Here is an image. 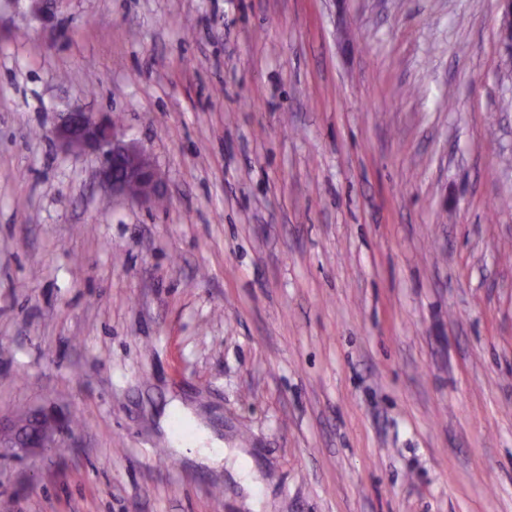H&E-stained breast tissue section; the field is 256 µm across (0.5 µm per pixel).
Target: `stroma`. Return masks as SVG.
Segmentation results:
<instances>
[{"mask_svg":"<svg viewBox=\"0 0 512 512\" xmlns=\"http://www.w3.org/2000/svg\"><path fill=\"white\" fill-rule=\"evenodd\" d=\"M501 11L0 5V419L79 421L0 452V512H512ZM75 106L164 202L48 139ZM70 417L52 411H39L4 427L0 423V452L9 448L15 454L32 456L46 448H69L66 427Z\"/></svg>","mask_w":512,"mask_h":512,"instance_id":"stroma-1","label":"stroma"}]
</instances>
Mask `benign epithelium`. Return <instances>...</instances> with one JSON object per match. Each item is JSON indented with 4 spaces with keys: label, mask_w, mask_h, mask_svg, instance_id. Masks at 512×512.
Here are the masks:
<instances>
[{
    "label": "benign epithelium",
    "mask_w": 512,
    "mask_h": 512,
    "mask_svg": "<svg viewBox=\"0 0 512 512\" xmlns=\"http://www.w3.org/2000/svg\"><path fill=\"white\" fill-rule=\"evenodd\" d=\"M500 32L512 54V0H500ZM48 138L67 149L93 154L99 163L102 180L112 196L149 205L162 193V179L150 157L133 140H126L115 129L112 119L95 112H67L49 132ZM70 417L52 411H39L0 424V449L32 456L47 448L69 447L66 427Z\"/></svg>",
    "instance_id": "1"
}]
</instances>
